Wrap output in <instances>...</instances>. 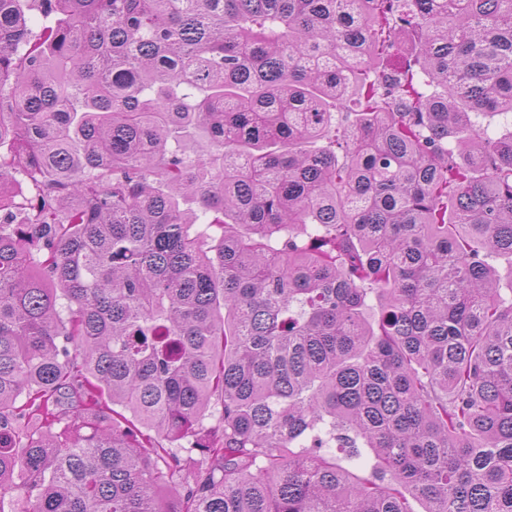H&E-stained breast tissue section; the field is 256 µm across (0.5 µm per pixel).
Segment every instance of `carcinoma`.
Returning a JSON list of instances; mask_svg holds the SVG:
<instances>
[{
  "label": "carcinoma",
  "instance_id": "carcinoma-1",
  "mask_svg": "<svg viewBox=\"0 0 512 512\" xmlns=\"http://www.w3.org/2000/svg\"><path fill=\"white\" fill-rule=\"evenodd\" d=\"M509 114L512 0H0V512H512Z\"/></svg>",
  "mask_w": 512,
  "mask_h": 512
}]
</instances>
